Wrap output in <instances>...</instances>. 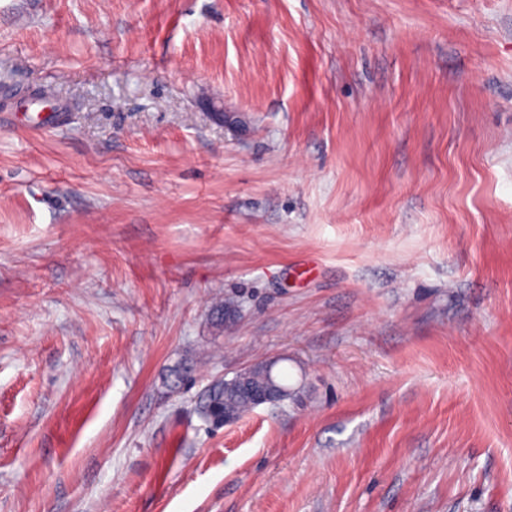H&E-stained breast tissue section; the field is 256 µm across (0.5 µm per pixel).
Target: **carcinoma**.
Returning <instances> with one entry per match:
<instances>
[{"label": "carcinoma", "mask_w": 512, "mask_h": 512, "mask_svg": "<svg viewBox=\"0 0 512 512\" xmlns=\"http://www.w3.org/2000/svg\"><path fill=\"white\" fill-rule=\"evenodd\" d=\"M235 307L236 301L232 297L216 303L211 309L213 326L218 330L224 329V313ZM272 383L288 387L284 378L270 377L264 366L258 364L230 380L212 384L201 403V412L205 418L216 423L224 420L226 412L239 418L253 408L254 398L249 390L266 388Z\"/></svg>", "instance_id": "cac0c4a2"}]
</instances>
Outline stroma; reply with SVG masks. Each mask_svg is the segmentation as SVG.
<instances>
[{
  "instance_id": "1",
  "label": "stroma",
  "mask_w": 512,
  "mask_h": 512,
  "mask_svg": "<svg viewBox=\"0 0 512 512\" xmlns=\"http://www.w3.org/2000/svg\"><path fill=\"white\" fill-rule=\"evenodd\" d=\"M0 512H512V0H0ZM271 383L289 388L283 377L276 375V378L272 379L264 366L258 364L230 380L212 384L201 403V412L205 418L213 422L222 421L225 425L233 423L236 420L225 415L224 411L239 418L254 408V401L256 408L263 404L282 402L288 397L287 393L268 390L255 393L253 398L247 390L266 388Z\"/></svg>"
}]
</instances>
